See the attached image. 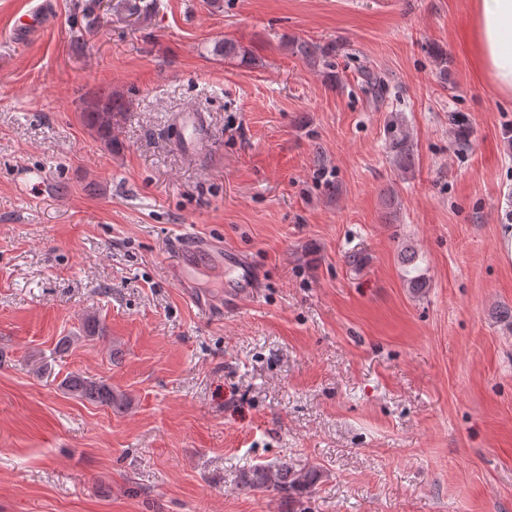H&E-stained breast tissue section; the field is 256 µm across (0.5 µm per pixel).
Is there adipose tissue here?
<instances>
[{"label":"adipose tissue","instance_id":"1","mask_svg":"<svg viewBox=\"0 0 512 512\" xmlns=\"http://www.w3.org/2000/svg\"><path fill=\"white\" fill-rule=\"evenodd\" d=\"M471 47L482 76L512 94V0H475Z\"/></svg>","mask_w":512,"mask_h":512}]
</instances>
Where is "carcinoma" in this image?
Segmentation results:
<instances>
[{
  "label": "carcinoma",
  "mask_w": 512,
  "mask_h": 512,
  "mask_svg": "<svg viewBox=\"0 0 512 512\" xmlns=\"http://www.w3.org/2000/svg\"><path fill=\"white\" fill-rule=\"evenodd\" d=\"M150 5L142 0H118L111 10L127 17H139L147 14ZM118 104L112 97L94 103L86 112L84 119L87 126L107 145H112V118ZM388 148L396 165L405 172L414 164V149L409 132L403 127L402 120L392 116L387 126ZM61 386L71 394L103 406L114 408L120 405L122 395L112 391V386L105 380L92 379L78 373L66 376ZM316 474L312 471H298L288 461L274 465L258 464L242 472L239 486L243 491H273L288 502V512H296L302 504L304 495L311 492Z\"/></svg>",
  "instance_id": "obj_1"
}]
</instances>
